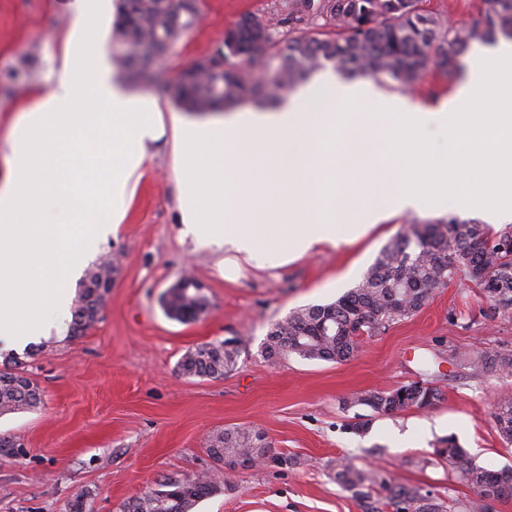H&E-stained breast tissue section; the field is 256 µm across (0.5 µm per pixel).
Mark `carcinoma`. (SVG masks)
<instances>
[{"instance_id":"carcinoma-1","label":"carcinoma","mask_w":512,"mask_h":512,"mask_svg":"<svg viewBox=\"0 0 512 512\" xmlns=\"http://www.w3.org/2000/svg\"><path fill=\"white\" fill-rule=\"evenodd\" d=\"M485 7L470 24L454 27L439 16L423 12L418 0H282L279 10L290 29L278 37L265 13H248L231 28L217 48L219 55L202 58L184 68L177 78L156 90L170 95L187 112H213L246 102L275 105V91H289L332 62L352 76L383 75L404 87H413L430 69L453 81L463 70L461 59L475 42L512 39V0H484ZM196 0H115L112 45L116 63L133 80L145 77L150 66L146 50L160 55L195 27ZM308 30L299 28L300 24ZM488 272L486 282L475 272ZM465 275L490 301L492 318L512 316V230L493 231L475 220L412 223L385 246L362 280L336 301L291 312L273 324L264 342L270 359L296 355L306 360L346 362L358 355L363 337L409 318L429 301L432 290ZM184 277L167 290L163 310L167 317L186 322L207 308L205 297L185 286ZM112 288V267L87 270L73 330L83 332L96 322ZM331 320L335 330L325 332ZM214 341L188 350L179 361L189 377L220 378L236 365L235 346ZM454 365L474 372L512 371V353L482 348L460 351ZM43 390L22 372L0 370V414L37 407ZM442 399V391L424 382L396 390L370 391L345 401L389 415L410 408L423 409ZM498 434L512 443V402L493 414ZM259 433L226 430L209 440L210 455L231 467L266 460L285 465L288 459L268 456ZM434 455L448 463L473 490L465 500L441 499L429 491L394 483L378 471L340 457L328 464L336 484L358 499L383 494L393 512H488L492 502L512 496V471L494 472L467 459L466 451L448 437ZM214 491L206 475L178 477L130 500L123 512H193Z\"/></svg>"}]
</instances>
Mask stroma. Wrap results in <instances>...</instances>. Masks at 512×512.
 Wrapping results in <instances>:
<instances>
[{"label":"stroma","mask_w":512,"mask_h":512,"mask_svg":"<svg viewBox=\"0 0 512 512\" xmlns=\"http://www.w3.org/2000/svg\"><path fill=\"white\" fill-rule=\"evenodd\" d=\"M72 2L0 0V75L23 59L31 72L24 92L0 91V142L46 84L58 50L51 37L70 30ZM278 2L201 0L200 24L152 63V73L173 81L186 65L210 55L225 29L247 12L262 9L279 22ZM370 83L378 93L430 109L454 91L432 71L404 91L384 76ZM151 152L124 223L93 253V263L118 265L99 321L61 341L17 354L0 351V370L18 366L44 392L38 407L0 414V438L12 442L0 447V512H120L163 478L199 474L213 476L218 488L193 512H365L366 501L343 491L327 468L344 455L397 483L442 497L471 496L447 465L431 459L438 441L449 436L481 467H512V446L493 421L495 407L512 399V374H476L451 364L462 350H512V317L489 318L488 299L464 279L436 288L419 312L364 340L349 361L270 360L262 352L275 322L354 288L412 222L477 220L480 212L436 202L285 266L241 265L229 281L217 255L179 236L170 137ZM186 275L202 283L208 308L182 323L164 314L160 297ZM232 336L242 341L240 355L224 377L180 373L186 350ZM420 380L443 393L431 408L380 415L344 405L360 392ZM237 428L263 432L271 453L292 458V465L225 471L210 456L208 440ZM423 458L428 464L422 468Z\"/></svg>","instance_id":"1"}]
</instances>
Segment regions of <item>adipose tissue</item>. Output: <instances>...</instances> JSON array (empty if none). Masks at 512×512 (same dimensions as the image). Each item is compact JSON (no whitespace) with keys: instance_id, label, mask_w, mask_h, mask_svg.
Wrapping results in <instances>:
<instances>
[{"instance_id":"obj_1","label":"adipose tissue","mask_w":512,"mask_h":512,"mask_svg":"<svg viewBox=\"0 0 512 512\" xmlns=\"http://www.w3.org/2000/svg\"><path fill=\"white\" fill-rule=\"evenodd\" d=\"M47 89L21 108L0 180V346L65 338L71 281L90 248L126 218L150 144L170 135L181 237L220 253L225 278L357 240L425 192L506 221L512 198V40L478 52L433 111L368 83L326 75L292 107L163 122L126 92L99 50L101 0H77ZM446 163L421 150L434 115Z\"/></svg>"}]
</instances>
